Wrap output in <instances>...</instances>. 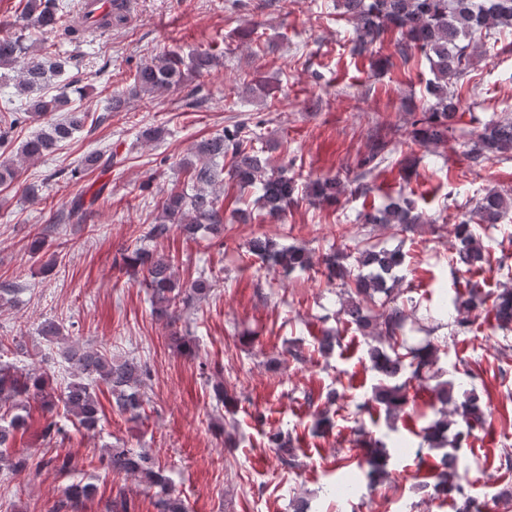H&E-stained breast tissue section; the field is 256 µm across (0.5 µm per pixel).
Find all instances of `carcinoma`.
<instances>
[{"label": "carcinoma", "instance_id": "carcinoma-1", "mask_svg": "<svg viewBox=\"0 0 512 512\" xmlns=\"http://www.w3.org/2000/svg\"><path fill=\"white\" fill-rule=\"evenodd\" d=\"M109 12L94 20L80 15L70 18V12L62 0H25L22 13L31 27L37 30L43 41L62 33L79 42L97 30L112 28V22L122 20L127 0H111ZM343 16L353 23L356 39L352 53L363 56L372 53V46L385 41V36L398 32L401 40L396 53L402 65H407L415 54L426 58L433 79L427 84L430 105L413 116L412 141L438 144L448 140V133L459 118L460 101L451 86L465 78L475 60L477 41L489 38L498 28L512 27V0H338ZM221 54L211 49L183 56L169 51L140 65L134 74L130 96H157L178 88L189 75H200L219 64ZM69 59L58 53H41L31 50L20 36L0 37V69L17 70L15 87L21 95L29 97L25 107H0L9 113V121L0 129V146L8 141L12 129L23 125L27 119L50 117L64 113L59 121L46 122L45 129L27 141L21 153L23 159L34 160L57 150L62 143L82 129L89 112L72 104L68 92L49 95L51 81L65 71ZM128 96V97H130ZM128 97L112 96L109 108L120 112L127 107ZM256 134L244 125L224 128V134L204 139L194 145L190 155L183 158L180 166L185 175L183 186L170 188L161 204L157 222L151 225L149 234L160 238L172 227L192 236L205 228L215 236L224 232V180L240 186H258L256 203L264 216L277 221L293 201L296 180L277 161L259 155L254 146ZM388 142L374 136L368 144L367 154L360 160L362 169L356 176L358 191L368 190L362 182L365 173L385 160ZM512 154V119L489 121L473 141L468 156L479 164L494 157ZM106 185L96 189L91 197L86 192L77 194L70 209L62 218L68 222L83 223L90 216L91 208L104 194ZM342 190L339 178H327L312 183V196L322 203H336ZM512 209V196L497 190H487L480 199L475 217L480 224H496ZM366 224H384L398 233H406L419 224L427 223L412 198L399 195L381 208H373L363 216ZM472 218L463 214L455 224V243L449 263L459 271L483 268L490 262L479 239L471 229ZM252 254L262 262L289 273L311 265L309 254L295 246H278L266 235L257 237L250 244ZM125 264L139 268L143 274L142 286L151 294L153 311L160 317L172 316L178 305L191 304L209 291L207 280L198 277L189 289L180 287L175 265L164 255L137 248L123 254ZM404 257L398 251H375L370 247L358 250L357 269L343 263V256L331 253L323 256L325 274L330 280H340L347 287V297L341 304L340 313L346 322L355 325L362 334L371 337L374 344L368 349L372 368L380 375L373 387L371 398L355 404L354 415L363 418L373 416L381 409L386 419H398L406 413L411 402L410 391L423 386L431 377L440 359V347L432 342L423 346H411L405 339L408 319L405 304L399 301L402 290L398 288L396 270ZM467 292L453 300L456 312L454 326L457 332L471 331L476 316L473 315L486 300L481 296L479 284L466 283ZM488 313L503 327L512 324V287L506 286L497 293ZM64 359L71 364L75 379L67 383L61 393L48 388L45 376L36 369L0 365V410H13L15 414L5 418L0 414V469L8 468L15 474L39 469L46 462L34 461L29 456H17L12 448L16 434L23 428L25 418L17 413L29 399L39 401L41 407L52 411L61 401L66 411L80 426L90 430L101 420V403L83 376L103 382L112 396V409L136 419L145 412L143 388L150 378L146 364L134 358H120L101 351L86 350L71 345L63 350ZM434 399L440 403V417L422 428L423 439L434 449L447 440L446 433L457 417L465 430L454 435L453 449L469 445L475 432L485 424V411L475 396L459 399L454 385L444 383L433 390ZM356 447L362 449L370 466L369 477L382 481L387 477L384 459L387 450L384 443L372 438L359 426L356 431ZM267 444L276 449L279 463L284 468L296 466L294 444L301 442L300 435L280 430L266 433ZM100 466L116 474L132 473L139 481L155 489L156 512H186V505L170 489L169 479L154 459L145 452L131 448H108L99 457ZM469 483L466 474L459 473L451 453H444L434 465L431 480H422L418 487L430 490L432 498L458 495L463 498L459 512H481L469 497L464 485ZM95 492L94 485L73 484L65 491V499L59 508L79 512L83 501Z\"/></svg>", "mask_w": 512, "mask_h": 512}]
</instances>
